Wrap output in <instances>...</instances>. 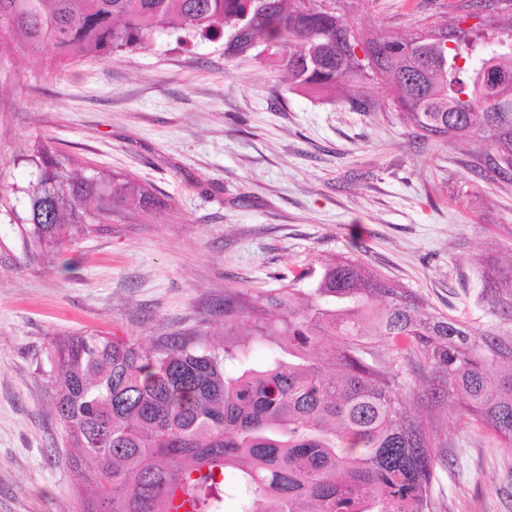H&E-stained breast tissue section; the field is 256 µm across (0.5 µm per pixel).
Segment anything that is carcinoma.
Wrapping results in <instances>:
<instances>
[{"label":"carcinoma","mask_w":512,"mask_h":512,"mask_svg":"<svg viewBox=\"0 0 512 512\" xmlns=\"http://www.w3.org/2000/svg\"><path fill=\"white\" fill-rule=\"evenodd\" d=\"M410 20L363 35L345 0H0V27L33 53L108 58L224 36V55L267 58L289 90L329 100L372 81L422 139L473 147L485 179L512 176V0L463 29ZM20 222L43 253L173 207L127 173L71 166L37 146ZM478 331L346 254L269 291L224 296V346L82 334L52 340L57 418L82 512H437L436 467L459 408L512 450V261L486 265ZM267 346L256 363L254 344ZM236 471L235 483L225 472Z\"/></svg>","instance_id":"carcinoma-1"}]
</instances>
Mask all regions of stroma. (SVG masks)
Returning <instances> with one entry per match:
<instances>
[{
    "mask_svg": "<svg viewBox=\"0 0 512 512\" xmlns=\"http://www.w3.org/2000/svg\"><path fill=\"white\" fill-rule=\"evenodd\" d=\"M455 0H349L365 34L447 22ZM48 140L98 170L132 174L179 223L122 224L42 255L17 220ZM458 144L418 137L372 83L331 102L293 94L223 40L60 61L0 51V512H76L81 484L54 417L51 339L95 333L154 345L224 337V293L280 287L345 253L486 327L485 257L512 255V180L486 181ZM438 512H512V453L452 412Z\"/></svg>",
    "mask_w": 512,
    "mask_h": 512,
    "instance_id": "1",
    "label": "stroma"
}]
</instances>
